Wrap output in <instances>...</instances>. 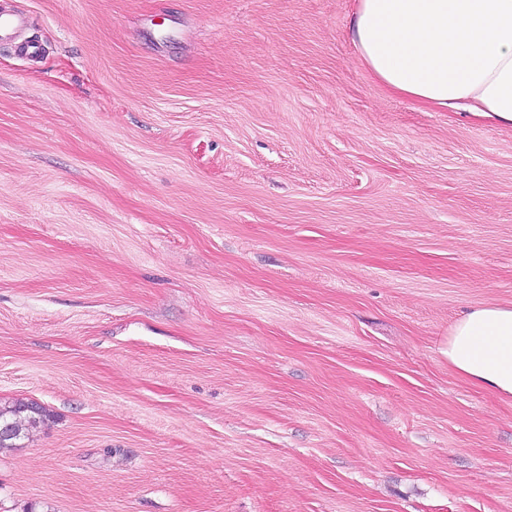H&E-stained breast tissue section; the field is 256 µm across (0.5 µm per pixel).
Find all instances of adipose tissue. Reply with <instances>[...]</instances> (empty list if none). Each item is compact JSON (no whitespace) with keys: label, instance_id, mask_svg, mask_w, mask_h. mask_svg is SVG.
Segmentation results:
<instances>
[{"label":"adipose tissue","instance_id":"adipose-tissue-1","mask_svg":"<svg viewBox=\"0 0 512 512\" xmlns=\"http://www.w3.org/2000/svg\"><path fill=\"white\" fill-rule=\"evenodd\" d=\"M349 34L390 93L512 126V0H357ZM445 354L460 378L512 400V305L463 313Z\"/></svg>","mask_w":512,"mask_h":512}]
</instances>
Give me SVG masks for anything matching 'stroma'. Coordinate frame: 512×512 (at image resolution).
<instances>
[{"instance_id": "stroma-1", "label": "stroma", "mask_w": 512, "mask_h": 512, "mask_svg": "<svg viewBox=\"0 0 512 512\" xmlns=\"http://www.w3.org/2000/svg\"><path fill=\"white\" fill-rule=\"evenodd\" d=\"M0 512H512V126L388 94L356 0H8ZM444 354L460 378L512 400V305L463 313L448 330ZM21 401L0 402V424H10L19 431V437L15 440L21 442L29 438L30 433L37 430L49 420L50 414L45 407H40V413L30 415L22 410ZM10 425H0V440L10 439L14 436Z\"/></svg>"}]
</instances>
